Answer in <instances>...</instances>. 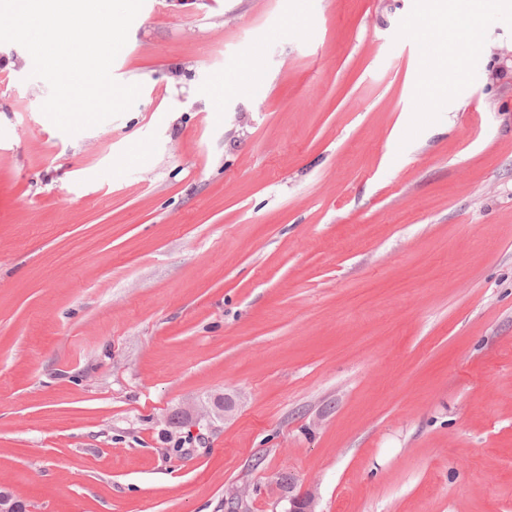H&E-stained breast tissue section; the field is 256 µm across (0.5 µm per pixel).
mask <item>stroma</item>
Instances as JSON below:
<instances>
[{
	"instance_id": "stroma-1",
	"label": "stroma",
	"mask_w": 512,
	"mask_h": 512,
	"mask_svg": "<svg viewBox=\"0 0 512 512\" xmlns=\"http://www.w3.org/2000/svg\"><path fill=\"white\" fill-rule=\"evenodd\" d=\"M144 0L69 135L0 43V489L29 512H512V7ZM478 121H471V110ZM235 402L227 418L168 415ZM488 1L491 0H424L430 26L423 33L424 42L443 40L445 52L431 58L433 51H425L421 58L419 94L423 101L435 103L458 89L456 78L448 74V63L457 58L459 46L473 40L469 17L484 11ZM437 60L441 61L440 69L434 67ZM275 485L281 491L280 498L288 499V508L285 512H316L315 497L312 492L294 494V483L290 477L278 476Z\"/></svg>"
}]
</instances>
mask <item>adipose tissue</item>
I'll list each match as a JSON object with an SVG mask.
<instances>
[{
    "instance_id": "adipose-tissue-1",
    "label": "adipose tissue",
    "mask_w": 512,
    "mask_h": 512,
    "mask_svg": "<svg viewBox=\"0 0 512 512\" xmlns=\"http://www.w3.org/2000/svg\"><path fill=\"white\" fill-rule=\"evenodd\" d=\"M429 28L423 34L425 42L443 41L444 52L440 58L423 54L419 94L423 101L437 102L458 88L455 77L449 74L447 65L454 62L459 46L474 38L469 24L470 16L484 11L488 0H424Z\"/></svg>"
}]
</instances>
